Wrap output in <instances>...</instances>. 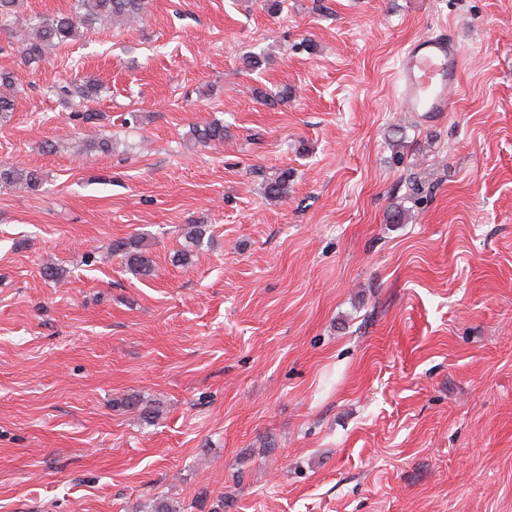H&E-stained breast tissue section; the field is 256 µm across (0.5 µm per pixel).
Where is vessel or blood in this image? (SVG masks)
Returning a JSON list of instances; mask_svg holds the SVG:
<instances>
[{"label":"vessel or blood","instance_id":"1","mask_svg":"<svg viewBox=\"0 0 512 512\" xmlns=\"http://www.w3.org/2000/svg\"><path fill=\"white\" fill-rule=\"evenodd\" d=\"M461 68V51L447 34L427 35L410 43L397 74L404 108L428 114L451 111Z\"/></svg>","mask_w":512,"mask_h":512}]
</instances>
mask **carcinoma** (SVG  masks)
I'll use <instances>...</instances> for the list:
<instances>
[{
    "mask_svg": "<svg viewBox=\"0 0 512 512\" xmlns=\"http://www.w3.org/2000/svg\"><path fill=\"white\" fill-rule=\"evenodd\" d=\"M21 0H0V29L19 22L18 10ZM149 0H73L69 9L53 15L32 16L25 20L26 36L23 43V58L27 63L41 60L45 54L56 47L76 40L81 30H92L96 25L110 21L112 23H130L147 12ZM51 92L58 100L72 109V116L84 124L94 125L103 119L95 107L102 85L92 75L78 80H64L51 86ZM17 78L12 71L0 70V123L7 122L16 110ZM193 144L209 146L224 141V124L206 122L195 124L190 130ZM83 151L96 154L112 153V136L95 132L83 139ZM44 173L33 168L0 167V186L23 189L29 193L41 190ZM291 190L288 171H282L265 181L264 195L271 201L288 197ZM113 251L124 257L126 264L143 276L151 275L153 260L147 253L132 246V243L118 241Z\"/></svg>",
    "mask_w": 512,
    "mask_h": 512,
    "instance_id": "cac0c4a2",
    "label": "carcinoma"
}]
</instances>
